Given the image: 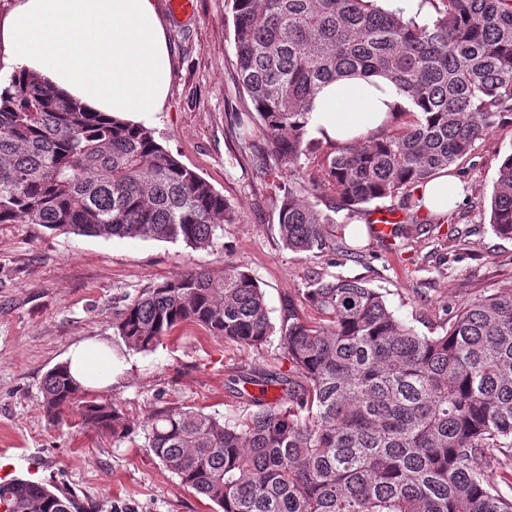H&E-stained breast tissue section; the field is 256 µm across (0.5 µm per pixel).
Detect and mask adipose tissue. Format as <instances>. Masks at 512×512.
Wrapping results in <instances>:
<instances>
[{"label": "adipose tissue", "mask_w": 512, "mask_h": 512, "mask_svg": "<svg viewBox=\"0 0 512 512\" xmlns=\"http://www.w3.org/2000/svg\"><path fill=\"white\" fill-rule=\"evenodd\" d=\"M0 38L8 69L39 73L90 111L137 124L164 107L173 73L154 0H17ZM406 103L384 78H340L319 90L308 129L320 139L349 142L393 120ZM66 363L87 390L110 388L121 367L110 348L91 341L72 346Z\"/></svg>", "instance_id": "obj_1"}]
</instances>
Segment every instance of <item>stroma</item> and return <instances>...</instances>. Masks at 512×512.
<instances>
[{"label": "stroma", "instance_id": "35a3bbf8", "mask_svg": "<svg viewBox=\"0 0 512 512\" xmlns=\"http://www.w3.org/2000/svg\"><path fill=\"white\" fill-rule=\"evenodd\" d=\"M166 29L173 80L163 111L146 120L154 137L196 171L236 211L218 243L191 249L149 238L76 235L38 224H0V478L72 489L94 512H213L214 505L180 485L143 437L115 443L79 424L50 426L41 407L45 374L64 362L71 345L112 340V313L143 288L191 267L217 268L232 260L265 294L274 323L305 288L311 270L356 278L383 293L396 317L419 334L472 300L512 290V239L490 225L491 198L503 157L512 152V123L504 122L459 161L464 198L445 224L417 227L401 249L370 237L366 224L336 215L358 257L296 253L282 242L270 189L228 129L226 113L245 109L233 62L228 0H194L182 15L155 0ZM288 370L279 336L260 350L243 348L184 325L147 353H131L105 398L130 419L142 420L158 402L188 403L224 418L248 408L227 386L241 370Z\"/></svg>", "mask_w": 512, "mask_h": 512}]
</instances>
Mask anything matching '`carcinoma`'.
I'll list each match as a JSON object with an SVG mask.
<instances>
[{
	"label": "carcinoma",
	"instance_id": "carcinoma-1",
	"mask_svg": "<svg viewBox=\"0 0 512 512\" xmlns=\"http://www.w3.org/2000/svg\"><path fill=\"white\" fill-rule=\"evenodd\" d=\"M426 6L421 20L380 0H231L235 72L251 107L225 118L255 170L279 178L288 249L330 264L352 256L334 213L353 217L385 198L399 199L395 239L411 224L445 223L446 212L419 217L414 188L512 116V0ZM345 75L389 80L410 101L409 119L336 144L318 186L300 164L320 148L308 118L321 86ZM234 217L150 128L88 112L34 74L16 72L0 90V224L206 249ZM490 224L512 238V152ZM188 322L252 349L280 332L290 368L262 374L279 395L234 420L161 402L133 426L59 364L42 382L49 424L75 412L117 441L142 431L144 447L218 512H512V474L484 467L488 451L512 449V291L472 302L427 336L361 280L313 271L277 328L257 280L226 261L143 289L113 311L112 335L122 352H149ZM0 512L89 510L62 488L15 478L0 482Z\"/></svg>",
	"mask_w": 512,
	"mask_h": 512
}]
</instances>
